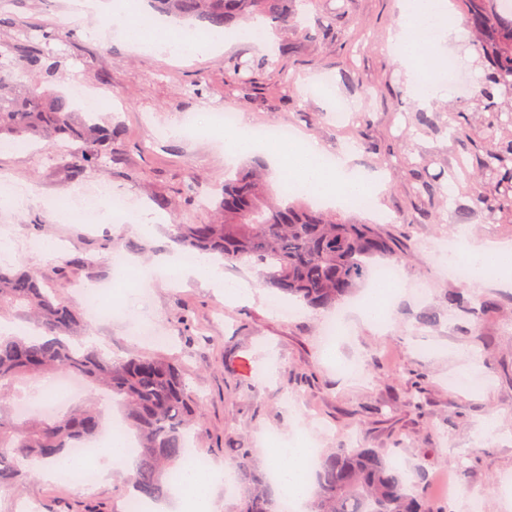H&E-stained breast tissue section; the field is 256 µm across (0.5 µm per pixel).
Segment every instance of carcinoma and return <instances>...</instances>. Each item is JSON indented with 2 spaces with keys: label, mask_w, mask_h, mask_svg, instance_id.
Masks as SVG:
<instances>
[{
  "label": "carcinoma",
  "mask_w": 512,
  "mask_h": 512,
  "mask_svg": "<svg viewBox=\"0 0 512 512\" xmlns=\"http://www.w3.org/2000/svg\"><path fill=\"white\" fill-rule=\"evenodd\" d=\"M290 0H156L160 9L198 19L208 30H223L240 22L263 18L285 27L293 16ZM478 39L484 78L472 90L484 111L496 122L512 124V7L503 0H459ZM60 37L41 29L36 38L22 40L21 69L39 83L15 82L0 72V139L60 140L76 146L67 164L72 177L89 168L120 160L121 148L110 128L77 121L68 100L41 87L56 76L57 63L40 48ZM247 64L230 59L225 73L239 81L242 98L254 93L253 81L242 76ZM484 170L502 184L512 185V140H502L483 160ZM178 201L159 205L183 211L186 222L173 225L175 239L185 250L217 253L229 263L245 262L260 269L267 286L315 309H332L361 289L378 259L400 263L405 254L391 246L369 224H356L334 213L314 211L299 200L270 196L255 168L213 192L208 217L191 216L198 206L197 183L184 184ZM448 303L473 318L478 326L484 303L459 294ZM10 310L28 324L23 335L0 334V492L26 483L34 471L67 454L81 442L99 439L106 430L96 390L117 398L125 411L123 426L140 438L135 467L129 477L137 501L158 502L171 494L174 475L188 453L187 438L200 419V400L181 366L145 354L123 359L103 356L83 342L76 312L60 289L34 274L0 267V312ZM58 373L82 379L91 401L67 415L26 417L12 401V386L21 376ZM252 451L240 448L231 466L234 483L252 488L240 512H281L262 478L251 467ZM309 512H423L418 483L395 461H386L370 448H331L320 455Z\"/></svg>",
  "instance_id": "1"
}]
</instances>
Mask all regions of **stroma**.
<instances>
[{
    "label": "stroma",
    "mask_w": 512,
    "mask_h": 512,
    "mask_svg": "<svg viewBox=\"0 0 512 512\" xmlns=\"http://www.w3.org/2000/svg\"><path fill=\"white\" fill-rule=\"evenodd\" d=\"M399 0H293L288 29L267 28L271 51L248 40L227 43L205 57H170L130 51L111 33L97 30L96 17L74 20L68 0H0L13 19V32L65 26L69 38L51 42L60 61L55 81L67 97L95 93L112 100L93 118L122 132V162L111 174L88 169L72 178L42 146L0 151V183L25 187V210L0 200V236L14 246L12 265L45 280L65 282V300L81 303L73 286L92 283L125 293L121 316L85 322L90 341L116 358L156 354L179 363L202 401L201 421L189 451L210 469L224 470L236 450L251 449L252 463L269 477L270 437L286 441L301 434L317 450L359 439L402 468L423 487L427 512H454L457 500L442 484L482 494L481 512H512V286L495 281L481 288L451 278L432 251L466 238L512 242V223L487 208L500 193L482 161L491 144L481 131L493 120L472 97L445 90L429 107L416 103L405 70L389 56L387 40ZM0 35L11 43L12 34ZM263 61L260 81L266 103L238 98L224 73V60ZM333 83L336 100L352 114L337 127L319 88ZM209 93L194 95L195 85ZM232 107L248 115L252 128L270 125L318 141L328 156L350 151L354 164L380 173L384 188L372 210L350 212L376 225L406 250L402 294L389 305L385 322H365L355 300L338 306L350 329L337 343L338 359H324L321 329L329 312L308 308L282 316L258 270L237 275L220 264L224 281L249 283L250 298L228 302L224 291L193 278L172 283L161 271L165 256L179 252L169 222L144 234L125 216L108 224H59L48 215L58 196L96 198L100 187L124 195L128 208L156 207L184 182L216 187L234 175L224 162V142L177 133L180 113ZM467 124L470 138L456 137ZM445 185L421 193L418 174ZM150 271L143 288L110 283V259ZM484 298L489 307L479 325L449 308L448 296ZM433 314L435 322L422 323ZM152 323L168 341L148 345L133 337L139 323ZM471 365L484 379L473 391L457 389L456 368ZM497 416L494 437L479 436L482 421ZM129 469L109 466L90 492L36 474L10 493H0V512H121L130 492ZM494 493H486L487 484Z\"/></svg>",
    "instance_id": "stroma-1"
}]
</instances>
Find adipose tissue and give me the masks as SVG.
Instances as JSON below:
<instances>
[{"mask_svg": "<svg viewBox=\"0 0 512 512\" xmlns=\"http://www.w3.org/2000/svg\"><path fill=\"white\" fill-rule=\"evenodd\" d=\"M112 13V12H111ZM112 21L123 41L139 52L169 53L185 57L212 54L221 43L214 38L184 39L168 43L139 36L131 27L132 20L121 12L112 13ZM461 20L449 17L443 0H401L400 17L390 38L389 53L394 61L407 65L411 79H418L428 67L447 55L450 45L462 39ZM248 119H241L237 130L224 135V160L233 164L244 158H259L275 171L297 180L311 189L319 199L337 205L352 195L371 189L381 190L382 178L376 173H363L352 165L348 154L327 159L317 141L298 137L292 142L268 150L253 145L246 130ZM464 254L471 266V279L483 282L491 278L512 284V243L494 240H470ZM312 450L304 436H297L289 446L274 448L270 457L277 469L275 484L279 499L305 503L312 490L309 460ZM212 473L186 469L182 474L184 490L180 498L181 512H212Z\"/></svg>", "mask_w": 512, "mask_h": 512, "instance_id": "ef3b65f1", "label": "adipose tissue"}]
</instances>
